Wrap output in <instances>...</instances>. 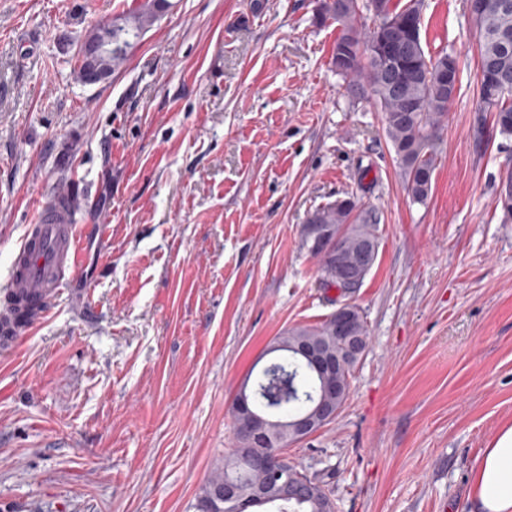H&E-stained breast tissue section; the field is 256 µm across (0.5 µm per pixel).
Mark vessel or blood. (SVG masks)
<instances>
[{
	"instance_id": "obj_1",
	"label": "vessel or blood",
	"mask_w": 512,
	"mask_h": 512,
	"mask_svg": "<svg viewBox=\"0 0 512 512\" xmlns=\"http://www.w3.org/2000/svg\"><path fill=\"white\" fill-rule=\"evenodd\" d=\"M102 230L99 224L76 223L53 200L40 201L1 291L12 304L11 309L0 311L1 350L11 349L24 329L47 316L64 278L76 272L82 236Z\"/></svg>"
}]
</instances>
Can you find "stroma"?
I'll list each match as a JSON object with an SVG mask.
<instances>
[{
    "mask_svg": "<svg viewBox=\"0 0 512 512\" xmlns=\"http://www.w3.org/2000/svg\"><path fill=\"white\" fill-rule=\"evenodd\" d=\"M139 0H0V286L40 196L86 201L81 264L0 352V512H199L236 448L231 408L285 329L336 309L302 226L354 197L377 260L349 295L369 347L336 419L288 460L336 512H471L512 425V138L476 95L466 0H425L427 54L461 86L425 203L372 98L331 64L317 0H171L105 81L74 59Z\"/></svg>",
    "mask_w": 512,
    "mask_h": 512,
    "instance_id": "obj_1",
    "label": "stroma"
}]
</instances>
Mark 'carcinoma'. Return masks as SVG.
Listing matches in <instances>:
<instances>
[{
  "label": "carcinoma",
  "mask_w": 512,
  "mask_h": 512,
  "mask_svg": "<svg viewBox=\"0 0 512 512\" xmlns=\"http://www.w3.org/2000/svg\"><path fill=\"white\" fill-rule=\"evenodd\" d=\"M425 0H318L317 19L336 25L334 54L341 57L340 74L350 78L349 91L357 95L369 90L383 112L384 130L390 141L408 197L425 202L432 190L442 131L448 109L459 89L460 63L457 56L444 53L426 55L421 41ZM169 7V0H143L138 8L112 19V66L125 60L132 39L153 26ZM382 14L384 27L363 23L367 13ZM479 37L476 94L481 111L494 112L493 126L504 138H512V0H482V10L472 17ZM308 224H322L329 234L327 245L310 247L307 229H302L303 244L318 262L319 287L336 288L347 296L361 286L336 281L333 266L336 248L342 249L345 264L359 273L362 266L375 263L379 249L377 217L358 209L351 198L316 207ZM352 312V333L361 352L369 345L367 322L361 309L346 304ZM301 340L326 344L337 355L347 357L348 343L336 332L334 320L317 325H298L276 337L269 353H280L276 373L286 384V392L274 384L268 372L257 378L252 392L255 403L277 415L292 417L310 407L320 397V381L308 366L285 347ZM358 364L350 360L336 371V405L342 407L349 396V378ZM288 486L294 495L270 503L273 512H327L331 490L324 482L311 478L296 467L286 466ZM236 478L243 485L265 482L269 469L238 453L225 460L201 488V501L212 512H224V479Z\"/></svg>",
  "instance_id": "cac0c4a2"
}]
</instances>
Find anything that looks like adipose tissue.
Masks as SVG:
<instances>
[{"instance_id": "obj_1", "label": "adipose tissue", "mask_w": 512, "mask_h": 512, "mask_svg": "<svg viewBox=\"0 0 512 512\" xmlns=\"http://www.w3.org/2000/svg\"><path fill=\"white\" fill-rule=\"evenodd\" d=\"M473 481V512H512V426L485 449Z\"/></svg>"}]
</instances>
